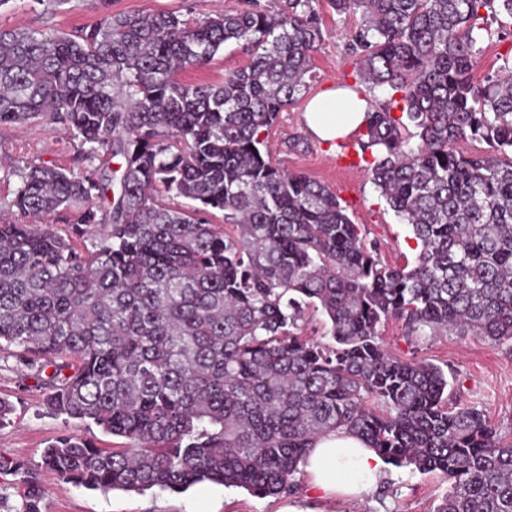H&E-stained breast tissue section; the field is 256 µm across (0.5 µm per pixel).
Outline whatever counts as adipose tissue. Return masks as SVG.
Wrapping results in <instances>:
<instances>
[{"label":"adipose tissue","instance_id":"obj_1","mask_svg":"<svg viewBox=\"0 0 512 512\" xmlns=\"http://www.w3.org/2000/svg\"><path fill=\"white\" fill-rule=\"evenodd\" d=\"M367 103L347 87L317 95L304 111L306 127L321 141L336 143L364 127ZM385 462L361 440L331 434L316 440L303 461L310 488L325 499H356L385 477Z\"/></svg>","mask_w":512,"mask_h":512}]
</instances>
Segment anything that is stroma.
<instances>
[{
  "instance_id": "1",
  "label": "stroma",
  "mask_w": 512,
  "mask_h": 512,
  "mask_svg": "<svg viewBox=\"0 0 512 512\" xmlns=\"http://www.w3.org/2000/svg\"><path fill=\"white\" fill-rule=\"evenodd\" d=\"M241 0H68L60 9H46L41 0H6L0 5V27L71 31L94 24L103 13L155 14L191 10L202 18L218 11H234ZM324 40L312 58L309 96L355 83V60L347 35L360 23L359 14H339L327 0H318ZM248 55L237 44L226 45L210 62L178 72L189 84H218L225 73L245 67ZM306 99L287 106L276 122L263 132V149L281 168L303 173L330 187L339 197L366 241H378L380 257L401 264L416 255V241L408 224L386 204L372 183L370 152L361 151L356 138L331 146L314 138L305 128ZM80 144L60 125L45 121L0 125V218L19 220L11 201L28 165L83 168ZM389 352L407 361L440 366L448 381L451 406L482 413L500 436L512 441V340L494 342L452 331L434 335L410 333L403 321L380 327ZM56 382L51 365L30 367L15 352L0 351V399L12 412L0 426V460H19L25 470L0 469V488L7 497L0 512H18L29 484L42 492L41 512H278L288 498L298 500L303 512H435L450 484L437 471L423 473L413 467L388 466L379 489L362 499L323 500L312 493L304 471H296L292 489L259 497L248 491L202 483L176 493L152 489L144 493L91 490L65 482L41 468V456L62 434L77 435L99 448L114 444L111 435L54 413L47 396Z\"/></svg>"
}]
</instances>
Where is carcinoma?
<instances>
[{
    "instance_id": "obj_1",
    "label": "carcinoma",
    "mask_w": 512,
    "mask_h": 512,
    "mask_svg": "<svg viewBox=\"0 0 512 512\" xmlns=\"http://www.w3.org/2000/svg\"><path fill=\"white\" fill-rule=\"evenodd\" d=\"M314 2L0 28V125L60 124L88 162L20 173L12 205L36 222L0 221V351L53 363L48 405L123 439L106 450L64 435L41 467L103 491L207 481L269 496L293 488L316 439L344 432L448 477L435 512H512V441L448 407L443 370L379 334L402 320L512 339V66L472 75L484 21L512 19V0H329L361 15L350 49L364 79L399 95L368 106L360 145L420 245L411 265L383 262L333 191L261 150L307 92ZM228 43L250 60L223 83L176 78ZM465 139L494 154L457 151ZM161 191L199 207L167 209ZM213 210L230 226L209 223ZM62 211L76 235L103 237L74 246L50 224ZM310 305L334 343L294 332ZM41 500L30 485L20 512Z\"/></svg>"
}]
</instances>
